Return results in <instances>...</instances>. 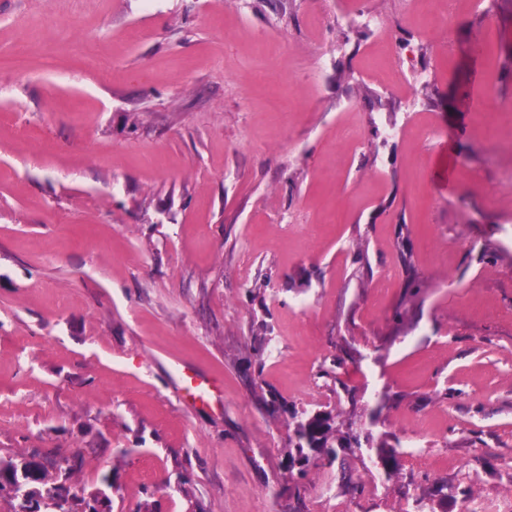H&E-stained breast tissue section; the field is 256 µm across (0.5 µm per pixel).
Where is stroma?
Segmentation results:
<instances>
[{"mask_svg":"<svg viewBox=\"0 0 512 512\" xmlns=\"http://www.w3.org/2000/svg\"><path fill=\"white\" fill-rule=\"evenodd\" d=\"M355 7L0 0L1 457L111 512L512 504V0ZM318 410L362 449L300 477Z\"/></svg>","mask_w":512,"mask_h":512,"instance_id":"obj_1","label":"stroma"}]
</instances>
